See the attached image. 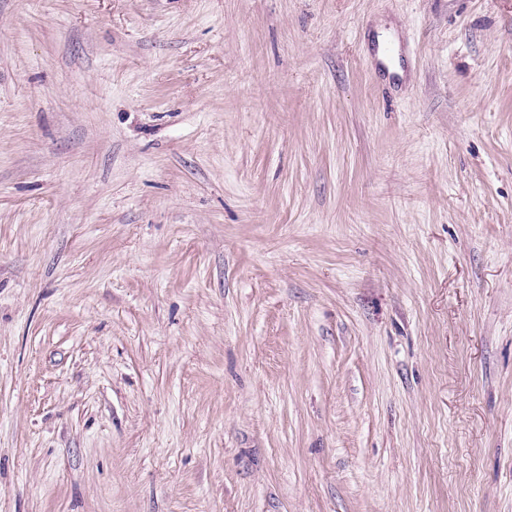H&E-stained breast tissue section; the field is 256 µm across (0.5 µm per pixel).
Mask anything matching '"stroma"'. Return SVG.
Returning a JSON list of instances; mask_svg holds the SVG:
<instances>
[{
	"instance_id": "35a3bbf8",
	"label": "stroma",
	"mask_w": 512,
	"mask_h": 512,
	"mask_svg": "<svg viewBox=\"0 0 512 512\" xmlns=\"http://www.w3.org/2000/svg\"><path fill=\"white\" fill-rule=\"evenodd\" d=\"M0 512H512V0H0Z\"/></svg>"
}]
</instances>
